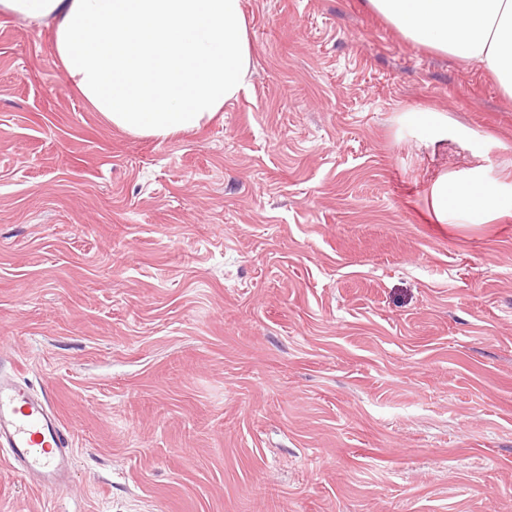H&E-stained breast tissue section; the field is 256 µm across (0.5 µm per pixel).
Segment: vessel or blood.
I'll return each instance as SVG.
<instances>
[{"instance_id": "b4317fda", "label": "vessel or blood", "mask_w": 512, "mask_h": 512, "mask_svg": "<svg viewBox=\"0 0 512 512\" xmlns=\"http://www.w3.org/2000/svg\"><path fill=\"white\" fill-rule=\"evenodd\" d=\"M0 448L14 468L45 490L67 488L73 437L47 392L0 377Z\"/></svg>"}]
</instances>
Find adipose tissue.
I'll return each instance as SVG.
<instances>
[{"instance_id": "adipose-tissue-1", "label": "adipose tissue", "mask_w": 512, "mask_h": 512, "mask_svg": "<svg viewBox=\"0 0 512 512\" xmlns=\"http://www.w3.org/2000/svg\"><path fill=\"white\" fill-rule=\"evenodd\" d=\"M405 38L478 65L512 97V0H367ZM0 13L49 22L69 84L112 126L165 141L209 122L250 88L241 0H0ZM437 223L512 218V184L442 174Z\"/></svg>"}]
</instances>
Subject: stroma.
<instances>
[{"mask_svg": "<svg viewBox=\"0 0 512 512\" xmlns=\"http://www.w3.org/2000/svg\"><path fill=\"white\" fill-rule=\"evenodd\" d=\"M241 4L248 94L164 142L0 14V373L75 456L57 492L0 457V512H512V219L429 205L502 175L512 98L366 0ZM402 121L413 130L421 131L428 142L436 143L448 139V131H454L460 136H471L463 129L453 126L448 116L442 112L430 110H413L405 112ZM431 206L438 224L512 218V184L489 180L480 168L465 178L447 172L431 187Z\"/></svg>", "mask_w": 512, "mask_h": 512, "instance_id": "1", "label": "stroma"}]
</instances>
